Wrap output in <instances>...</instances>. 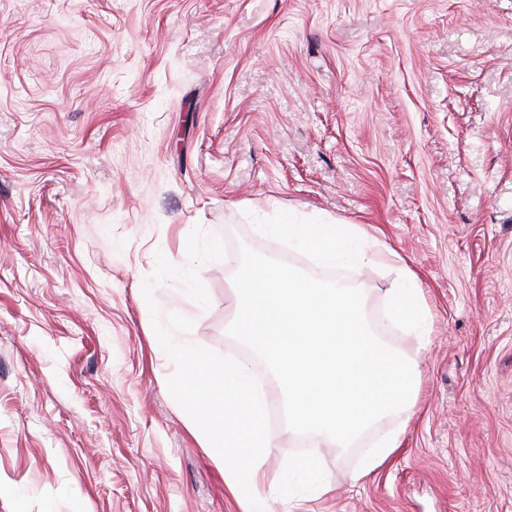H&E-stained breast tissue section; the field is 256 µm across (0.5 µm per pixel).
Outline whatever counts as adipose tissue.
Listing matches in <instances>:
<instances>
[{
    "label": "adipose tissue",
    "instance_id": "1",
    "mask_svg": "<svg viewBox=\"0 0 512 512\" xmlns=\"http://www.w3.org/2000/svg\"><path fill=\"white\" fill-rule=\"evenodd\" d=\"M268 230L288 237L330 265L350 259L369 266H387L395 259L391 251L370 244L357 224H296L278 218L269 224ZM418 297L419 292L414 288L400 286L390 289L388 312L392 320L405 323L418 336L424 337L428 334V320L418 306Z\"/></svg>",
    "mask_w": 512,
    "mask_h": 512
}]
</instances>
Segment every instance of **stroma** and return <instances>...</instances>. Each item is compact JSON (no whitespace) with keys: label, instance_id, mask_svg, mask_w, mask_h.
I'll use <instances>...</instances> for the list:
<instances>
[{"label":"stroma","instance_id":"35a3bbf8","mask_svg":"<svg viewBox=\"0 0 512 512\" xmlns=\"http://www.w3.org/2000/svg\"><path fill=\"white\" fill-rule=\"evenodd\" d=\"M362 225L416 277L427 345L387 320L396 274L329 269L272 210ZM188 339L277 379L227 333L248 245L360 288L415 359L410 413L352 446L271 427L267 512H512V0H0V512H243L168 392L142 293ZM387 460L354 479L392 434Z\"/></svg>","mask_w":512,"mask_h":512}]
</instances>
